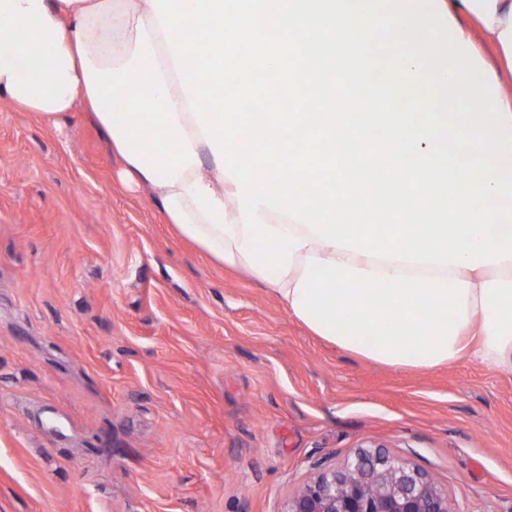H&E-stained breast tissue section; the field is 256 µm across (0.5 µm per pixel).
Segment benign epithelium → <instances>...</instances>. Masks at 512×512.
Instances as JSON below:
<instances>
[{
    "mask_svg": "<svg viewBox=\"0 0 512 512\" xmlns=\"http://www.w3.org/2000/svg\"><path fill=\"white\" fill-rule=\"evenodd\" d=\"M281 512H455L420 471L378 451L358 450L307 480Z\"/></svg>",
    "mask_w": 512,
    "mask_h": 512,
    "instance_id": "7a95c632",
    "label": "benign epithelium"
}]
</instances>
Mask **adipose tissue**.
<instances>
[{"label":"adipose tissue","instance_id":"obj_1","mask_svg":"<svg viewBox=\"0 0 512 512\" xmlns=\"http://www.w3.org/2000/svg\"><path fill=\"white\" fill-rule=\"evenodd\" d=\"M155 0H0V100L56 124L84 103L168 223L217 262L271 284L316 336L364 359L432 369L468 358L512 373V259L476 268L379 260L311 236L259 207L257 217L305 239L287 275L252 266L241 188L204 139L158 25ZM462 11L512 68V0H437ZM149 95L133 98L132 88Z\"/></svg>","mask_w":512,"mask_h":512}]
</instances>
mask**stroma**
<instances>
[{
  "label": "stroma",
  "instance_id": "stroma-1",
  "mask_svg": "<svg viewBox=\"0 0 512 512\" xmlns=\"http://www.w3.org/2000/svg\"><path fill=\"white\" fill-rule=\"evenodd\" d=\"M121 167L83 106L0 101V512H280L370 440L512 512V374L324 341Z\"/></svg>",
  "mask_w": 512,
  "mask_h": 512
}]
</instances>
